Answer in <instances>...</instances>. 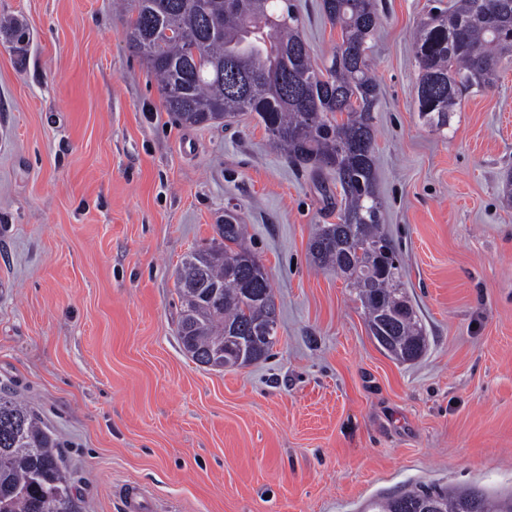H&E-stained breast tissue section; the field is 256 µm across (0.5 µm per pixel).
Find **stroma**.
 I'll return each mask as SVG.
<instances>
[{
  "mask_svg": "<svg viewBox=\"0 0 512 512\" xmlns=\"http://www.w3.org/2000/svg\"><path fill=\"white\" fill-rule=\"evenodd\" d=\"M432 0H383L370 67L384 227L426 334L388 357L309 242L332 176L257 118L184 127L112 0H0V391L54 433L82 512H364L419 486L512 494V63L445 132L417 112L412 33ZM315 60L340 39L298 0ZM237 213L276 296L269 358L214 370L177 336L175 273Z\"/></svg>",
  "mask_w": 512,
  "mask_h": 512,
  "instance_id": "stroma-1",
  "label": "stroma"
}]
</instances>
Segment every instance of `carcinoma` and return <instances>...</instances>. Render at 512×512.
<instances>
[{
    "label": "carcinoma",
    "mask_w": 512,
    "mask_h": 512,
    "mask_svg": "<svg viewBox=\"0 0 512 512\" xmlns=\"http://www.w3.org/2000/svg\"><path fill=\"white\" fill-rule=\"evenodd\" d=\"M491 2L492 27L479 0H453L432 7L417 29L418 112L438 132L448 128L460 95L491 87L512 61V0ZM119 7L129 48L158 78L164 106L179 124H230L247 112L292 162L333 175L341 189L338 222L318 225L310 255L353 288L369 334L393 338L384 353L417 359L426 336L402 288L398 248L382 228L374 172L379 87L369 52L380 22L377 0H322L340 41L320 66L292 0H120ZM224 217L220 241L187 255L176 278L177 335L199 365L224 349V337L251 336L277 321L268 274L245 244L239 217ZM380 244L395 260L382 263ZM274 345L258 340L243 364L267 357ZM58 448L24 403L0 393V512H80ZM427 501L433 512H509L503 496L430 486L386 496L375 512H425Z\"/></svg>",
    "instance_id": "cac0c4a2"
}]
</instances>
